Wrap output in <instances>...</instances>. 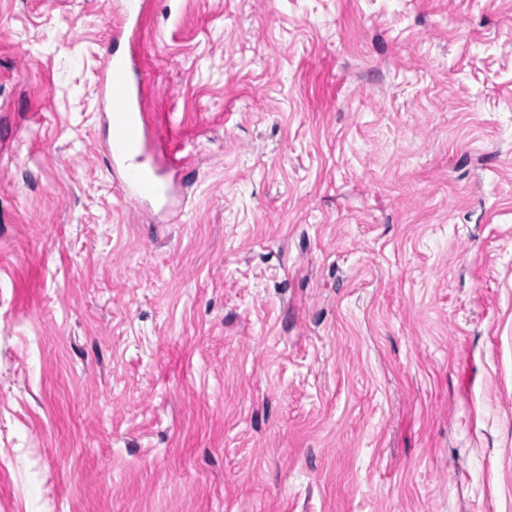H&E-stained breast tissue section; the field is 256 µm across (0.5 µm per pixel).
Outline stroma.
<instances>
[{"mask_svg": "<svg viewBox=\"0 0 512 512\" xmlns=\"http://www.w3.org/2000/svg\"><path fill=\"white\" fill-rule=\"evenodd\" d=\"M0 512H512V0H0ZM133 70L131 57L118 50L113 38L112 49L106 52V81L99 87L111 128L109 165L122 199L141 204L153 200L166 210L172 196L170 175L173 171L177 174L180 161L171 158L163 167L146 161L149 144L141 104L142 78L134 81Z\"/></svg>", "mask_w": 512, "mask_h": 512, "instance_id": "obj_1", "label": "stroma"}]
</instances>
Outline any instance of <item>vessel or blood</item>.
I'll list each match as a JSON object with an SVG mask.
<instances>
[{"label": "vessel or blood", "instance_id": "obj_1", "mask_svg": "<svg viewBox=\"0 0 512 512\" xmlns=\"http://www.w3.org/2000/svg\"><path fill=\"white\" fill-rule=\"evenodd\" d=\"M133 69L126 53L115 48L107 51L106 81L99 92L106 102L111 128L109 165L122 199L141 204L153 201L166 209L172 196L170 176L180 162L172 158L161 167L147 162L146 114L141 104V83L131 77Z\"/></svg>", "mask_w": 512, "mask_h": 512}]
</instances>
